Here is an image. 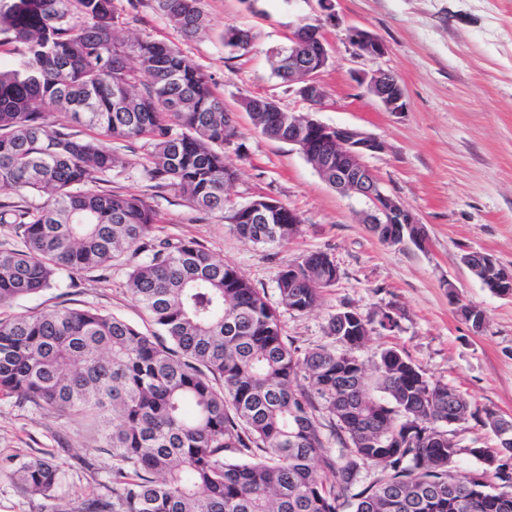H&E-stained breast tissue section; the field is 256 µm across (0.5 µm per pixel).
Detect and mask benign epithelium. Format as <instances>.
Returning <instances> with one entry per match:
<instances>
[{
  "mask_svg": "<svg viewBox=\"0 0 512 512\" xmlns=\"http://www.w3.org/2000/svg\"><path fill=\"white\" fill-rule=\"evenodd\" d=\"M317 2L321 16L312 20L314 27L301 30L298 37L291 36L288 46V84L296 86L297 94L312 110L320 108L327 96L318 80L332 59L327 48L326 26L339 25L334 0ZM347 39L362 58L374 60L387 52L386 45L364 27H348ZM354 81L376 98L386 111L403 112L407 109L405 90L392 73L382 69L360 71L354 74ZM291 124V143L298 146L305 157L317 161L320 174L333 176L336 180L334 189L366 201L365 223L394 225L393 230L387 233L390 245L408 239L418 249L428 250L429 239L417 214L386 193L365 162L367 155L386 148L382 140L355 127L323 124L308 114L296 116ZM464 262L469 268L475 265L493 269L500 267L494 256L485 252L469 253Z\"/></svg>",
  "mask_w": 512,
  "mask_h": 512,
  "instance_id": "7a95c632",
  "label": "benign epithelium"
}]
</instances>
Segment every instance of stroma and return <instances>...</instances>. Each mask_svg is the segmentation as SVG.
Here are the masks:
<instances>
[{"instance_id":"35a3bbf8","label":"stroma","mask_w":512,"mask_h":512,"mask_svg":"<svg viewBox=\"0 0 512 512\" xmlns=\"http://www.w3.org/2000/svg\"><path fill=\"white\" fill-rule=\"evenodd\" d=\"M121 14L116 32L177 45L209 77L239 130L226 147V163L238 171L225 202L233 211L270 195L301 218L288 242L255 245L241 239L224 214L191 208L173 192L152 187L138 165L143 142H113L123 170L98 183L101 191L141 196L158 218L157 235L192 239L248 279L279 316L285 336L301 351L333 345L330 315L353 308L378 316L401 313L395 330H375L359 350L374 374L380 350L395 346L426 378L454 387L474 407L512 418V297L483 288L463 262L484 251L512 269V0H337L342 25L328 34L332 64L320 75L328 98L314 112L322 123L352 126L386 143L367 157L383 189L420 217L430 241L422 252L382 243L360 213L362 200L340 194L307 162L298 147L263 135L241 106L246 97H270L294 113L310 111L293 87L271 70L277 50L302 20L316 18V0H203L209 30L183 39L154 0H114ZM371 30L387 47L384 57L359 58L346 28ZM250 31L241 54L224 48L228 28ZM382 68L402 83L407 109L388 112L357 88L351 74ZM328 253L338 270L319 305L297 312L281 303L278 272L300 256ZM144 254L126 255L109 270L77 273L76 287L52 288L7 306L27 309L92 307L142 326L139 307L125 282ZM456 288L458 303L448 299ZM482 310L473 329L458 304ZM40 456L60 464L64 477L54 499L21 489L11 476L15 463ZM112 493V455L91 424L78 416L39 409L0 396V512H77L86 500Z\"/></svg>"}]
</instances>
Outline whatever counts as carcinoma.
<instances>
[{
    "label": "carcinoma",
    "instance_id": "obj_1",
    "mask_svg": "<svg viewBox=\"0 0 512 512\" xmlns=\"http://www.w3.org/2000/svg\"><path fill=\"white\" fill-rule=\"evenodd\" d=\"M0 46L21 58L0 68V193L48 194L39 208L0 209L20 245L0 249V307L61 286L63 276L107 270L128 251L146 260L126 288L150 329L91 308L27 310L0 318V394L91 420L112 450V499L83 512H512V419L480 418L454 388L432 382L395 348L379 354L375 387L354 352L366 323L339 311L328 335L348 341L302 353L277 311L239 271L192 239L155 236L139 196L86 190L123 167L108 141L146 139L139 162L154 187L203 213L224 212L235 172L224 148L237 137L209 78L175 45L115 35L114 0H0ZM192 39L201 0H155ZM134 59L138 68L128 66ZM244 107L265 136L288 141V115L273 101ZM55 112L96 131L80 139L52 128ZM266 220L240 207L232 228L254 244L288 241L298 225L274 197ZM336 282L325 252L277 276L281 302L314 308ZM481 419L499 437L481 456L494 467L452 473L455 440L443 420ZM346 438L332 448L320 418ZM378 476L354 491L361 470ZM61 466L16 464L27 491L53 497Z\"/></svg>",
    "mask_w": 512,
    "mask_h": 512
}]
</instances>
